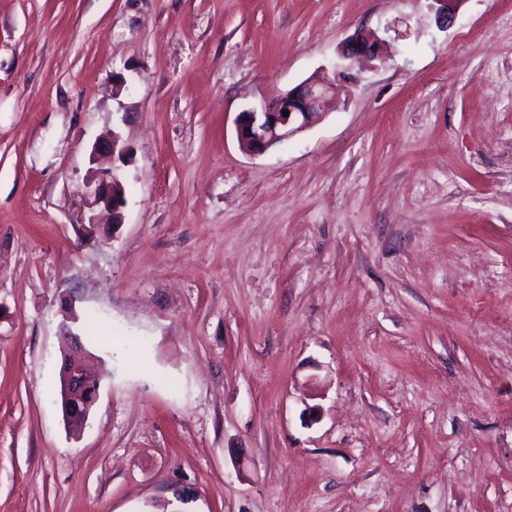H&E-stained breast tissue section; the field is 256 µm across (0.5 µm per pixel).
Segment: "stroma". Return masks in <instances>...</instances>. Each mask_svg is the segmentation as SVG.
<instances>
[{
    "instance_id": "35a3bbf8",
    "label": "stroma",
    "mask_w": 512,
    "mask_h": 512,
    "mask_svg": "<svg viewBox=\"0 0 512 512\" xmlns=\"http://www.w3.org/2000/svg\"><path fill=\"white\" fill-rule=\"evenodd\" d=\"M432 6L0 0V512H512V0ZM387 26L241 150L239 112ZM65 325L103 375L77 438ZM384 39L377 33L365 36L355 33L342 45L333 78H310L292 89L288 95L277 92L264 97L238 114L235 120L237 139L243 150L253 155L266 153L282 141L307 129L328 101L347 86L345 76L364 60L374 59ZM293 104L288 116L280 112V102L287 98ZM118 167L93 171L86 182L85 202L91 210L102 207L115 218L114 224H121V209L125 204L123 184L119 179ZM122 190V191H121Z\"/></svg>"
}]
</instances>
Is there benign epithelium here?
Returning <instances> with one entry per match:
<instances>
[{"label": "benign epithelium", "mask_w": 512, "mask_h": 512, "mask_svg": "<svg viewBox=\"0 0 512 512\" xmlns=\"http://www.w3.org/2000/svg\"><path fill=\"white\" fill-rule=\"evenodd\" d=\"M437 24L450 23L454 17L455 0H433ZM383 39L377 34L365 36L355 33L342 45L333 78H310L288 94L277 92L240 112L236 117L237 139L243 150L253 155L266 153L282 141L307 129L318 117L319 110L337 97L345 88V76L365 60L378 55ZM288 98L292 103L289 115L280 112V102ZM108 154L122 161L130 153L118 136L100 140L93 146L91 155ZM85 202L90 209L101 207L121 223V209L125 204L123 184L118 167L95 171L86 182ZM63 349L69 356L60 374L61 408L66 421L76 427L86 424L92 407L98 400L100 380L89 368V353L80 337L68 326H62Z\"/></svg>", "instance_id": "1"}]
</instances>
